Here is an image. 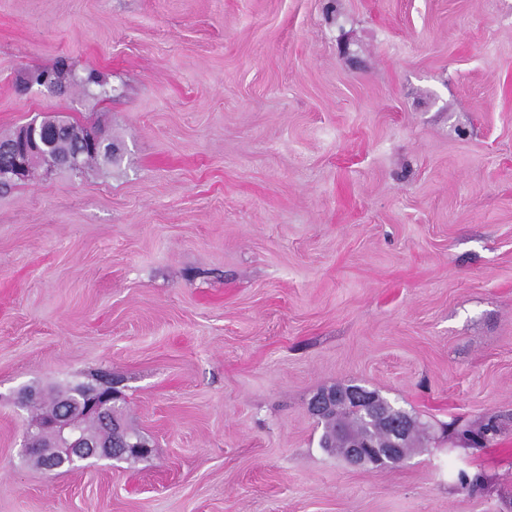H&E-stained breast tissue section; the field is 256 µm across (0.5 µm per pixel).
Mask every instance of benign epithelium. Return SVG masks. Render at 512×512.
Masks as SVG:
<instances>
[{"label":"benign epithelium","mask_w":512,"mask_h":512,"mask_svg":"<svg viewBox=\"0 0 512 512\" xmlns=\"http://www.w3.org/2000/svg\"><path fill=\"white\" fill-rule=\"evenodd\" d=\"M39 121L34 119L19 128L8 144L11 160L0 164V184L18 183L26 180L30 165L38 164L52 171L55 169H77L80 167L81 151L67 157L57 156L47 150L45 140L36 137ZM121 392L115 388L103 391L97 388L89 393L84 405L74 403L60 394L56 400L60 410L55 416L41 417L31 422L24 436V451L44 464V468L55 469L54 463L69 466L91 459L114 460L127 454H148L151 448L146 443H138L130 448H114L110 442H102L91 436L84 428L88 415L98 417L105 425L114 423V414L122 413L118 402ZM352 403L368 417H381L388 421L390 442L387 448H378L367 441L351 439L344 450L343 459L354 467H376L381 464H400L408 456V436L413 427L421 423L407 411L385 401L373 392L360 388L339 387L325 390L313 399L312 413L321 417L338 404Z\"/></svg>","instance_id":"7a95c632"}]
</instances>
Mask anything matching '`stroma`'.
I'll return each instance as SVG.
<instances>
[{
    "label": "stroma",
    "mask_w": 512,
    "mask_h": 512,
    "mask_svg": "<svg viewBox=\"0 0 512 512\" xmlns=\"http://www.w3.org/2000/svg\"><path fill=\"white\" fill-rule=\"evenodd\" d=\"M49 115L116 154L0 194V512H512V0H0V138ZM99 369L150 455L33 467L18 392ZM350 383L430 440L325 453ZM47 79V81H54L58 85L69 84L74 80V73L71 66L68 64L66 59H58L51 68L37 69L30 71L26 74L24 80L25 83L33 82L41 84V82ZM501 432V428L494 418H489L486 423H481L477 428L455 431L458 439L471 447L484 448L490 444Z\"/></svg>",
    "instance_id": "obj_1"
}]
</instances>
